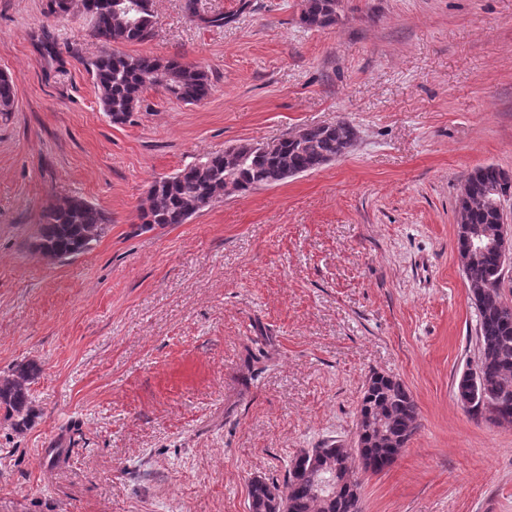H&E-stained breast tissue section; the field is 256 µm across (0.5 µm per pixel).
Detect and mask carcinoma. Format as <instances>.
I'll return each instance as SVG.
<instances>
[{
	"instance_id": "1",
	"label": "carcinoma",
	"mask_w": 512,
	"mask_h": 512,
	"mask_svg": "<svg viewBox=\"0 0 512 512\" xmlns=\"http://www.w3.org/2000/svg\"><path fill=\"white\" fill-rule=\"evenodd\" d=\"M88 19L89 35L102 46L89 64L100 93V103L112 124L129 121L142 93L161 87L175 98L194 104L210 94L212 85L202 67L179 58L132 56L111 49L117 43L141 42L155 26L152 0H80ZM337 0H302L301 21L309 28H326L336 21ZM185 10L207 24L224 25L227 15L199 16L197 0H185ZM15 102L12 80L0 74V112H10ZM355 140L353 126L344 119L305 127L271 146L243 143L222 153L205 155L169 176L155 179L149 189V206L142 223L166 226L183 224L199 211L224 198L226 183L245 193L280 184L291 177L315 171L343 157ZM512 199V176L493 165L468 174L461 186L456 224L467 225L470 234L490 232L501 220V202ZM108 223L105 215L83 198L68 197L43 213L39 239L63 255L89 249ZM470 300L478 315L479 355L476 367L484 385L475 395L459 380L456 396L474 416L499 424H512V314L502 295L500 258L493 251L465 270ZM33 362L19 363L0 372V411L16 433L27 431L37 417L30 385L38 376ZM359 411L379 421L369 434L380 455L402 437L410 440L419 428L417 403L404 382L376 373L364 389ZM340 458L354 475L363 471V457L345 448H314L291 460L284 484L254 479L249 487L250 512H362L361 498L338 493L328 484V460Z\"/></svg>"
}]
</instances>
